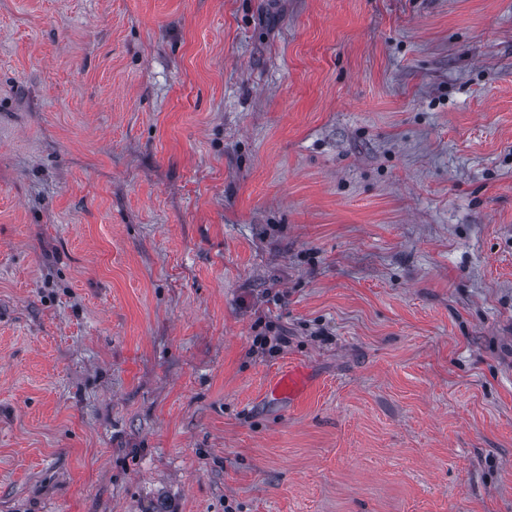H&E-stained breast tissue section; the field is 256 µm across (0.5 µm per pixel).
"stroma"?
<instances>
[{
	"instance_id": "35a3bbf8",
	"label": "stroma",
	"mask_w": 512,
	"mask_h": 512,
	"mask_svg": "<svg viewBox=\"0 0 512 512\" xmlns=\"http://www.w3.org/2000/svg\"><path fill=\"white\" fill-rule=\"evenodd\" d=\"M0 512H512V0H0ZM308 368L300 363H292L276 375L268 385V395L278 401L295 404L302 400L310 388Z\"/></svg>"
}]
</instances>
